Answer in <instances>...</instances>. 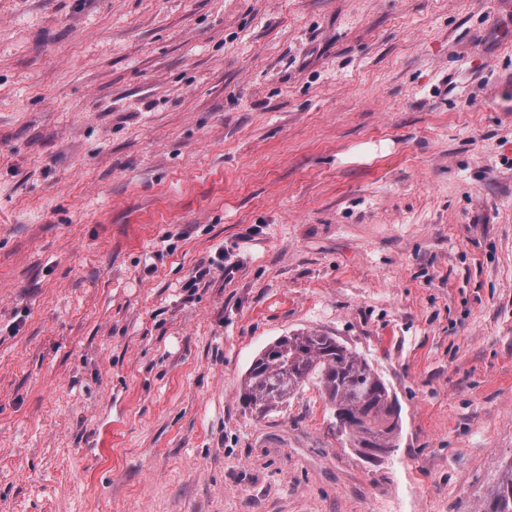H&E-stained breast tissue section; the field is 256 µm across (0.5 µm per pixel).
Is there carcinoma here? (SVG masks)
<instances>
[{
	"instance_id": "obj_1",
	"label": "carcinoma",
	"mask_w": 512,
	"mask_h": 512,
	"mask_svg": "<svg viewBox=\"0 0 512 512\" xmlns=\"http://www.w3.org/2000/svg\"><path fill=\"white\" fill-rule=\"evenodd\" d=\"M318 379L336 430L363 448H393L401 430L400 408L385 382L360 355L322 332L282 336L253 360L243 401L264 415ZM484 512H512V467Z\"/></svg>"
}]
</instances>
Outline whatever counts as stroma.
I'll list each match as a JSON object with an SVG mask.
<instances>
[{"label": "stroma", "mask_w": 512, "mask_h": 512, "mask_svg": "<svg viewBox=\"0 0 512 512\" xmlns=\"http://www.w3.org/2000/svg\"><path fill=\"white\" fill-rule=\"evenodd\" d=\"M319 331L395 393L377 456ZM512 466V0H0V512H483ZM313 378L320 383L340 435L361 448H395L401 430L397 400L372 366L335 336L313 331L280 337L253 360L243 401L264 415Z\"/></svg>", "instance_id": "35a3bbf8"}]
</instances>
